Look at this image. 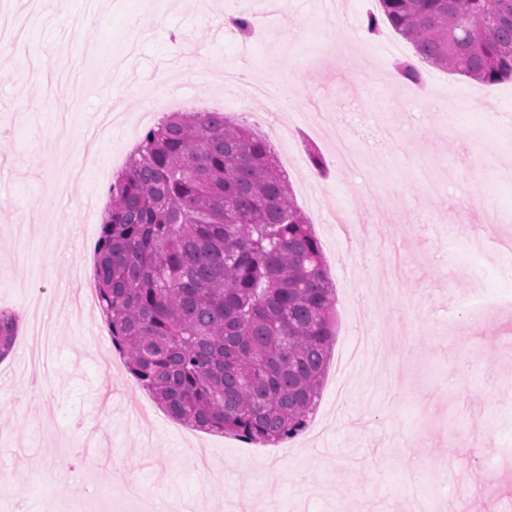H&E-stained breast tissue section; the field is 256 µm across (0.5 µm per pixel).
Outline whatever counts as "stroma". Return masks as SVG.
<instances>
[{
	"label": "stroma",
	"mask_w": 512,
	"mask_h": 512,
	"mask_svg": "<svg viewBox=\"0 0 512 512\" xmlns=\"http://www.w3.org/2000/svg\"><path fill=\"white\" fill-rule=\"evenodd\" d=\"M337 2L328 20L321 0H287L271 32L248 36L230 19L260 10V0H56L35 17L24 0H0V13L22 29L19 48L0 59V309L26 315V299L9 294V280L54 291L58 300L51 314L58 347L44 378L4 374L21 359V347L0 361L6 490L34 512H44L47 498L59 512H73L77 483L108 487L121 477L151 496L131 512L172 501L197 503L203 512H407L418 493L429 512H446L454 488L434 481L437 462L452 463L471 489L467 512H512V307L448 322L449 309L473 284L512 289V250L475 260L460 236L466 229L512 238V178L502 175L512 169V129L502 120L512 115V81L486 86L425 64L426 93L400 105L398 95L410 85H395L387 74L396 59L412 56V44L379 59L392 29L350 45L331 42L335 30L360 31L367 12L379 9L377 0ZM99 46L124 59L122 77L88 61L87 51ZM208 59L228 71L249 67L254 81L278 84L304 113L289 127L299 161L285 175L327 260L336 336L317 408L307 428L285 442L288 462L277 459L275 447L172 420L128 421L130 408L153 398L128 373L100 314L72 309L93 269L103 218L84 203L108 192L110 174L146 129L139 115L147 110L151 121L160 119L150 109L153 97L170 99L176 112H221L248 125L275 111L266 98L237 102L220 74L206 72ZM111 99L127 121L96 143L109 171L100 180L84 168L81 135ZM354 108L367 113L346 131L362 163L346 172L318 127L336 125ZM62 136L84 174L70 202L55 206L43 187ZM312 146L323 170L308 159ZM428 169L457 179L427 192L421 175ZM471 180L493 200L488 217L458 204ZM327 201L371 227L348 254L337 244L343 231L325 221ZM394 248L403 288L422 298L421 318L403 343L390 345L383 371L338 373L356 335L388 337L403 314L376 289L389 276ZM399 361L405 383L391 394L382 383ZM497 414L500 426L490 427ZM75 437L93 466L59 472L56 461ZM189 448L209 454L210 467L187 465Z\"/></svg>",
	"instance_id": "35a3bbf8"
}]
</instances>
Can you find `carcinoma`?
I'll return each instance as SVG.
<instances>
[{
  "mask_svg": "<svg viewBox=\"0 0 512 512\" xmlns=\"http://www.w3.org/2000/svg\"><path fill=\"white\" fill-rule=\"evenodd\" d=\"M426 62L512 81V0H378ZM95 282L112 346L171 418L262 444L305 428L335 334L322 249L266 140L172 112L110 186ZM18 317L0 312V360Z\"/></svg>",
  "mask_w": 512,
  "mask_h": 512,
  "instance_id": "cac0c4a2",
  "label": "carcinoma"
}]
</instances>
